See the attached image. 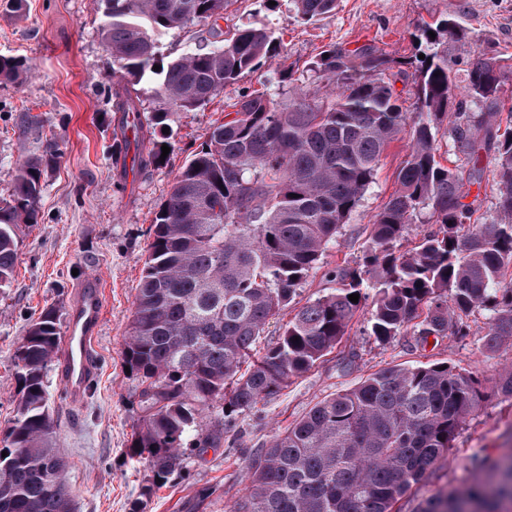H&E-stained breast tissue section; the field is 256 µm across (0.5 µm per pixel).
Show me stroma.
Listing matches in <instances>:
<instances>
[{
    "mask_svg": "<svg viewBox=\"0 0 512 512\" xmlns=\"http://www.w3.org/2000/svg\"><path fill=\"white\" fill-rule=\"evenodd\" d=\"M103 12L104 0H0V55L36 66L23 82L0 81V201L10 197L16 162L34 148L20 129L25 115L39 116L43 136L55 138L62 149L45 182L38 223L19 232L13 285L0 292V439L16 415L14 352L26 325L49 305L67 317L82 281H102L104 317L94 345L97 374L90 392L81 404H71L59 361H52L45 377L59 451L69 464L74 512H131L139 499L148 475L145 463L130 455L139 384L125 371L123 349L150 229L174 176L240 93L264 85L276 88L282 70H305L328 45L353 50L370 43L395 60L389 78L401 100L413 103V63L419 50L412 33L420 23L448 17L459 19L471 33L448 44V63L457 82H464L462 61L476 47L512 54V0H340L335 11L309 23L296 16L290 0H236L222 27L268 24L282 38L279 53L259 71L227 85L203 109L177 113L166 165L125 173L112 164V58L97 34ZM408 150L405 138L387 148L357 212L329 244L299 294L271 320L256 342V354L276 342L280 324L299 307L328 291L326 271L353 265L362 256L369 245L366 226L395 191L396 172ZM369 313V308L360 309L332 353L293 377L258 409L240 414L235 435L203 455H190L178 475L144 500L142 512H226L246 489L248 457L317 402L379 369L444 362L474 372L488 386L512 367V345L487 344L485 311L470 316L469 335L432 338L424 345L408 332L386 343L377 341L364 331ZM509 452L512 399L494 397L468 418L440 482L412 487L400 502L402 512H414L438 484L465 490L475 476L473 457ZM205 486L216 493L208 504L196 505L195 493Z\"/></svg>",
    "mask_w": 512,
    "mask_h": 512,
    "instance_id": "35a3bbf8",
    "label": "stroma"
}]
</instances>
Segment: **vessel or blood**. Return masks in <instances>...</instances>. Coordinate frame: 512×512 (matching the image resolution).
<instances>
[{"label":"vessel or blood","mask_w":512,"mask_h":512,"mask_svg":"<svg viewBox=\"0 0 512 512\" xmlns=\"http://www.w3.org/2000/svg\"><path fill=\"white\" fill-rule=\"evenodd\" d=\"M103 290L96 279H88L75 295L62 343L60 375L72 402H82L96 372L92 343L103 319Z\"/></svg>","instance_id":"obj_1"}]
</instances>
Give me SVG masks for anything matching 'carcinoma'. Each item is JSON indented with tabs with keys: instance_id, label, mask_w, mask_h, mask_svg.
Instances as JSON below:
<instances>
[{
	"instance_id": "cac0c4a2",
	"label": "carcinoma",
	"mask_w": 512,
	"mask_h": 512,
	"mask_svg": "<svg viewBox=\"0 0 512 512\" xmlns=\"http://www.w3.org/2000/svg\"><path fill=\"white\" fill-rule=\"evenodd\" d=\"M231 2L108 0L98 37L112 57V111L120 114L132 163L161 167L170 138L163 129L174 114L204 107L276 53L279 38L264 24L233 33L216 28ZM292 2L310 22L336 10L338 0ZM208 23L213 41L160 69L146 94L141 83L158 62V36ZM467 37L450 17L417 28L425 58L415 69L410 109L387 77L394 60L372 44L354 51L330 45L306 78L280 73L288 102L266 90L243 91L175 175L155 214L123 351L140 382L131 448L149 471L141 496L183 469L187 449L214 447L240 413L331 353L369 300L365 332L383 343L406 331L420 345L467 336L468 317L479 309L489 313L490 344L512 343V109L503 113L500 97L512 56L476 48L461 86L448 68L447 45ZM33 70L0 55V78ZM41 129L38 118H24L23 132L38 148L16 164L10 200L0 202V290L12 283L20 226L37 223L45 175L62 155ZM442 129L457 158L452 167L436 156ZM407 130L397 189L371 224L358 267L330 270L329 292L301 307L250 360L270 319L359 208L389 144ZM488 157L498 218L479 224L465 199L484 181ZM425 209L435 229L400 251ZM60 336L51 306L16 347L20 398L0 447L7 452L0 456V512H72L68 462L56 448L44 384ZM492 395L512 398L511 369L490 392L475 373L448 366L380 369L276 434L247 462V493L228 512H396L412 486L448 467L456 436ZM215 412L222 431L207 424ZM472 467L484 477L463 493L441 488L414 512H512V455L476 458Z\"/></svg>"
}]
</instances>
